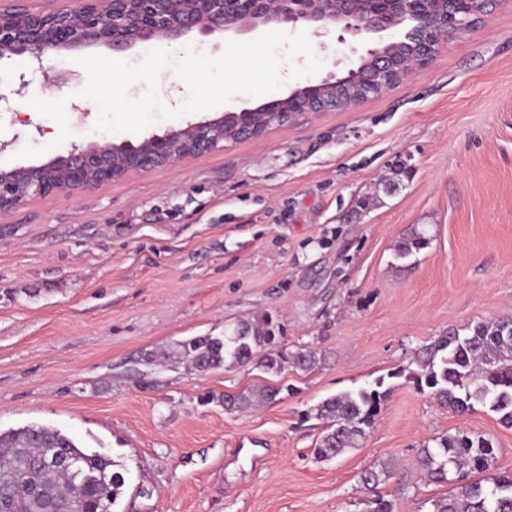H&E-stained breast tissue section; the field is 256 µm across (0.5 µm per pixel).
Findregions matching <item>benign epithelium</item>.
Segmentation results:
<instances>
[{
  "mask_svg": "<svg viewBox=\"0 0 512 512\" xmlns=\"http://www.w3.org/2000/svg\"><path fill=\"white\" fill-rule=\"evenodd\" d=\"M483 6L484 0H79L76 8L38 9L22 0H5L0 3V65L24 57L29 68L43 72L49 52L123 53L193 31L241 32L299 21L315 24L318 31L336 26L353 35L401 27L410 36L379 41L345 77L367 93L381 95L392 88V76L405 80L431 66L440 46L480 16ZM335 85L336 74L331 73L284 98L190 122L137 143L103 140L75 146L39 165L0 168V214L61 191L107 189L133 173L201 158L226 142L262 139L306 114L336 110L335 101L313 97Z\"/></svg>",
  "mask_w": 512,
  "mask_h": 512,
  "instance_id": "obj_1",
  "label": "benign epithelium"
}]
</instances>
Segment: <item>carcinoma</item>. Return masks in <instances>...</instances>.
Listing matches in <instances>:
<instances>
[{
	"label": "carcinoma",
	"instance_id": "obj_1",
	"mask_svg": "<svg viewBox=\"0 0 512 512\" xmlns=\"http://www.w3.org/2000/svg\"><path fill=\"white\" fill-rule=\"evenodd\" d=\"M429 238L414 231L396 247V258L407 259L426 248ZM272 319L243 322L224 338L198 336L181 343L196 370L251 363L268 373L292 367L310 372L323 360L321 350L303 345L294 351L275 349ZM418 370L408 379L441 407L457 414L489 407L499 422L512 428V321L452 326L416 349ZM283 388L263 385L247 393L210 396L227 410H246L256 403L283 400ZM391 388L385 379L373 385L340 392L314 408L323 423L316 455L340 456L361 446L376 424ZM496 454L490 439L460 432L425 447L418 461L425 481L452 486L432 500V512H512V471L486 481L475 475L487 471ZM121 464L108 455L87 452L59 430L29 425L0 432V512H104L106 499L116 507L126 480ZM393 468H369L363 486L374 490L392 477Z\"/></svg>",
	"mask_w": 512,
	"mask_h": 512
}]
</instances>
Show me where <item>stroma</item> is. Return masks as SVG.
Listing matches in <instances>:
<instances>
[{"label":"stroma","instance_id":"35a3bbf8","mask_svg":"<svg viewBox=\"0 0 512 512\" xmlns=\"http://www.w3.org/2000/svg\"><path fill=\"white\" fill-rule=\"evenodd\" d=\"M306 33L322 74H345L374 36ZM59 86L26 63L0 70V138L58 153L101 140L72 56ZM65 99L72 135L29 104ZM408 175L383 191L395 166ZM429 245L407 260L413 228ZM271 317L279 345L326 360L309 373L254 366L199 372L176 351ZM512 320V0L456 34L436 62L349 112L309 114L263 139L135 174L105 190L62 191L0 216V431L56 428L147 480L152 512H431L424 447L464 431L512 469V429L479 406L458 415L405 378L415 350L451 326ZM168 358L146 364L147 353ZM387 378L391 393L359 448L320 461L312 408ZM291 386L231 413L202 395ZM390 462L376 491L361 473ZM429 240L424 231L415 230L410 236L398 243L395 253L396 258L401 260L409 258L414 253L426 248Z\"/></svg>","mask_w":512,"mask_h":512}]
</instances>
